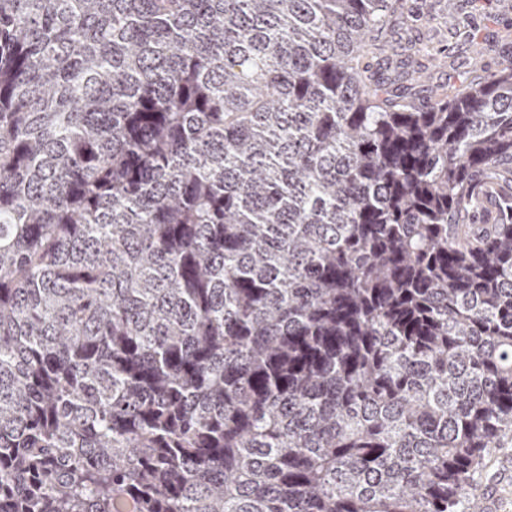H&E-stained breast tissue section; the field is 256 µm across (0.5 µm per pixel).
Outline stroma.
<instances>
[{"mask_svg":"<svg viewBox=\"0 0 512 512\" xmlns=\"http://www.w3.org/2000/svg\"><path fill=\"white\" fill-rule=\"evenodd\" d=\"M510 26L512 0H405L403 13L392 17L383 34L386 52L379 63L388 72L409 63L427 86H445L468 70L465 42L471 36L485 65L497 69L503 55L512 54V44L502 41ZM475 483L480 497L504 499L503 512H512V448L490 449Z\"/></svg>","mask_w":512,"mask_h":512,"instance_id":"obj_1","label":"stroma"}]
</instances>
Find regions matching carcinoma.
<instances>
[{"mask_svg": "<svg viewBox=\"0 0 512 512\" xmlns=\"http://www.w3.org/2000/svg\"><path fill=\"white\" fill-rule=\"evenodd\" d=\"M392 7L0 0V512H471L512 56L419 106Z\"/></svg>", "mask_w": 512, "mask_h": 512, "instance_id": "carcinoma-1", "label": "carcinoma"}]
</instances>
